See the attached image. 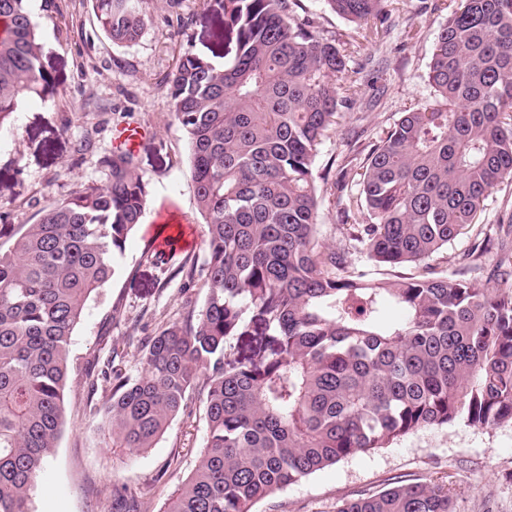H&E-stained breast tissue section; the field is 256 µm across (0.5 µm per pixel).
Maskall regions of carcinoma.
<instances>
[{"mask_svg":"<svg viewBox=\"0 0 512 512\" xmlns=\"http://www.w3.org/2000/svg\"><path fill=\"white\" fill-rule=\"evenodd\" d=\"M28 2L0 0V124L48 83ZM296 2L224 0L230 61L187 50L166 77L206 227L205 259L187 277H200L205 298L140 342L138 375L101 371L115 448H152L194 399L204 405V445L165 512H252L413 430L512 422V287L431 264L512 178V0H458L432 53L434 100L365 158V219L342 224L376 264L415 267L395 284L316 239L313 165L348 101V69L335 41L295 18ZM326 2L362 24L387 0ZM144 3L92 0L117 46L140 37ZM104 163L106 184L58 200L0 249V512H32L61 434L73 329L148 203L133 156ZM113 498L114 512H142L125 486ZM339 512L454 503L444 481L398 483Z\"/></svg>","mask_w":512,"mask_h":512,"instance_id":"carcinoma-1","label":"carcinoma"}]
</instances>
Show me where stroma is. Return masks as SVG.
Here are the masks:
<instances>
[{
  "label": "stroma",
  "mask_w": 512,
  "mask_h": 512,
  "mask_svg": "<svg viewBox=\"0 0 512 512\" xmlns=\"http://www.w3.org/2000/svg\"><path fill=\"white\" fill-rule=\"evenodd\" d=\"M454 0H387L372 25L334 13L325 0H298L296 16L335 40L362 87L341 107L320 147L315 174L358 171L372 144L391 125L433 98L429 65ZM49 86L23 99L0 125V222H36L61 195L105 184V157L117 127L135 123L148 137L135 155L148 182L144 218L131 233L116 272L87 302L73 331L62 432L33 492V512H112L114 486L124 485L145 512L166 504L195 467L207 432L204 407L193 401L155 447L129 452L104 433L106 383L89 388L88 367L112 350L128 373L141 370V338L182 320L205 290L185 267L206 254L205 226L188 176L187 143L170 110L164 81L185 50L224 63V0H149L140 39L117 46L99 26L90 0H31ZM363 214L360 187L324 192L318 237L343 247L341 210ZM166 210L193 228L191 241L161 249ZM447 479L455 512H512V422L478 428L457 422L410 432L344 459L259 501L253 512H337L343 500L375 494L391 483Z\"/></svg>",
  "instance_id": "35a3bbf8"
}]
</instances>
